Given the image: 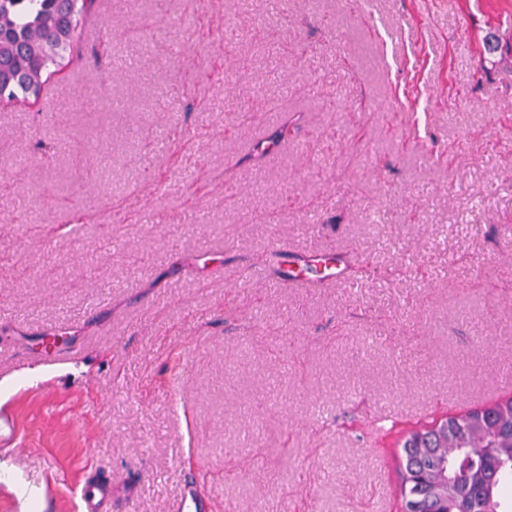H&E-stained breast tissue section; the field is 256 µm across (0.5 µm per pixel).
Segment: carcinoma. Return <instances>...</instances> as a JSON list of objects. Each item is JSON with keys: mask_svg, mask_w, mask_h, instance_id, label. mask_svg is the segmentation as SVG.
I'll list each match as a JSON object with an SVG mask.
<instances>
[{"mask_svg": "<svg viewBox=\"0 0 512 512\" xmlns=\"http://www.w3.org/2000/svg\"><path fill=\"white\" fill-rule=\"evenodd\" d=\"M94 2L0 0V98L40 93ZM400 512H512L511 396L404 435Z\"/></svg>", "mask_w": 512, "mask_h": 512, "instance_id": "cac0c4a2", "label": "carcinoma"}]
</instances>
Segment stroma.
<instances>
[{"mask_svg": "<svg viewBox=\"0 0 512 512\" xmlns=\"http://www.w3.org/2000/svg\"><path fill=\"white\" fill-rule=\"evenodd\" d=\"M81 24L0 101V512H398L402 432L512 395V0ZM18 423L14 412L0 407V447L14 449L19 445ZM112 501V478L83 489L80 498L82 512H107ZM209 510L210 500L203 496L193 484L185 487L171 507V512H211Z\"/></svg>", "mask_w": 512, "mask_h": 512, "instance_id": "stroma-1", "label": "stroma"}]
</instances>
